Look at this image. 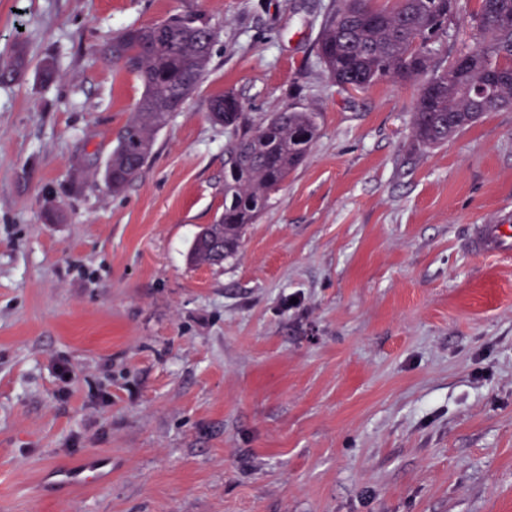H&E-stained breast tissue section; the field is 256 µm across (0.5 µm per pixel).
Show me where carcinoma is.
<instances>
[{"mask_svg": "<svg viewBox=\"0 0 512 512\" xmlns=\"http://www.w3.org/2000/svg\"><path fill=\"white\" fill-rule=\"evenodd\" d=\"M460 0H399L392 11L368 0H330L325 6L318 56L338 87L397 79L417 83L414 146L445 143L487 112L512 108V0H477L468 19L473 48L452 55L433 45L449 38ZM216 30L201 16L183 15L128 26L112 38L114 65L137 76L143 94L120 130L104 181L121 192L141 172L156 134L195 90L210 62ZM27 68L23 44L0 56V81ZM209 118L228 131L224 146V213L196 235L189 258L220 265L234 256L245 227L300 166L318 134L315 113L285 109L254 127L231 93L210 99Z\"/></svg>", "mask_w": 512, "mask_h": 512, "instance_id": "carcinoma-1", "label": "carcinoma"}]
</instances>
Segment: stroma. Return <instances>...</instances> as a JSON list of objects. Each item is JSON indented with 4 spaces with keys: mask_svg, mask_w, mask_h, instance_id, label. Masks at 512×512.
<instances>
[{
    "mask_svg": "<svg viewBox=\"0 0 512 512\" xmlns=\"http://www.w3.org/2000/svg\"><path fill=\"white\" fill-rule=\"evenodd\" d=\"M328 2L0 0V55L29 59L0 83V512H512V256L470 247L512 214V109L413 149L412 84L329 80ZM186 13L217 32L206 75L111 192L143 87L100 49ZM227 91L318 135L238 253L193 266ZM91 455L110 483L43 485Z\"/></svg>",
    "mask_w": 512,
    "mask_h": 512,
    "instance_id": "obj_1",
    "label": "stroma"
}]
</instances>
